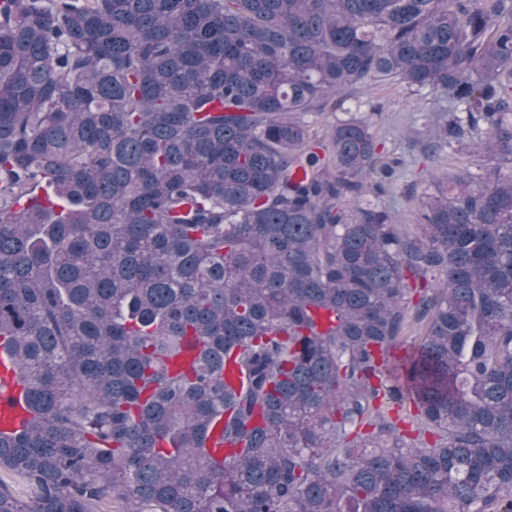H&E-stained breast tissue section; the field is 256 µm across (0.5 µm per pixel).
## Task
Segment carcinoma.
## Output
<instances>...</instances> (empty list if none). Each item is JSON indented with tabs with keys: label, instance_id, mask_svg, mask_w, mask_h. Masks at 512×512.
I'll return each mask as SVG.
<instances>
[{
	"label": "carcinoma",
	"instance_id": "obj_1",
	"mask_svg": "<svg viewBox=\"0 0 512 512\" xmlns=\"http://www.w3.org/2000/svg\"><path fill=\"white\" fill-rule=\"evenodd\" d=\"M0 340V512H512V0H0ZM379 106L377 110L374 107ZM431 106V96L415 95L401 88L383 89L371 97L357 95L347 98L336 116L347 119L353 115L358 117L369 115L370 112H381L376 115L377 137L384 142L389 153L403 155L407 161L405 178H399L397 188L384 198L402 228H411L415 223V204L404 190L407 182H416L421 188L427 173L434 171L444 180L447 160L434 156L427 158L421 151V143L426 139L420 123L416 121L418 112ZM422 173V177L420 176ZM406 180V181H405ZM401 187V188H398ZM23 395V384L8 360L0 358V430H15L25 424L27 414L23 407Z\"/></svg>",
	"mask_w": 512,
	"mask_h": 512
}]
</instances>
